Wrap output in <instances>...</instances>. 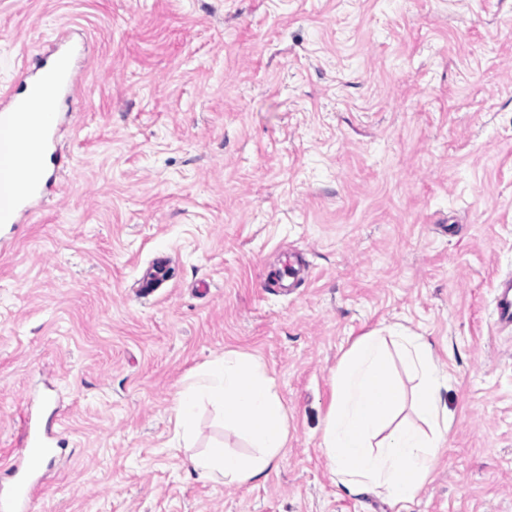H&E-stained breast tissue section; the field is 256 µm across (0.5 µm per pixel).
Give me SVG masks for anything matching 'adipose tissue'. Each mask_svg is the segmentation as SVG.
Segmentation results:
<instances>
[{
	"instance_id": "ef3b65f1",
	"label": "adipose tissue",
	"mask_w": 512,
	"mask_h": 512,
	"mask_svg": "<svg viewBox=\"0 0 512 512\" xmlns=\"http://www.w3.org/2000/svg\"><path fill=\"white\" fill-rule=\"evenodd\" d=\"M20 133L0 121V207L18 183L14 145ZM399 351L417 384L412 395L392 379L391 353ZM448 377L429 345L406 329L374 330L358 337L342 355L333 375V394L324 419L321 448L337 486L367 490L390 504L412 500L430 477L450 429L441 390ZM213 404L225 425L243 432L252 454L229 453L216 444L191 455L201 478L245 485L261 477L287 446V417L275 381L257 359L234 351L208 362L179 390L174 431L190 441L197 409ZM412 406L420 424L400 421Z\"/></svg>"
}]
</instances>
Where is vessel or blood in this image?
I'll use <instances>...</instances> for the list:
<instances>
[{
	"label": "vessel or blood",
	"mask_w": 512,
	"mask_h": 512,
	"mask_svg": "<svg viewBox=\"0 0 512 512\" xmlns=\"http://www.w3.org/2000/svg\"><path fill=\"white\" fill-rule=\"evenodd\" d=\"M75 83L73 69L59 65L49 81L30 79L24 81L23 87L28 97L40 94L58 100L68 98ZM2 117L24 131L16 147L20 190L11 207L0 211L1 224H15L44 202L58 171L69 166L70 161L58 148L56 113L29 111L25 99H19L12 90L0 95ZM493 302L497 325L512 326V276L498 278L494 283ZM53 437L51 426L28 424L23 457L0 468L6 477L5 483L0 484V512H30L37 494L36 482L44 466L56 456Z\"/></svg>",
	"instance_id": "1"
}]
</instances>
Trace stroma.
I'll return each instance as SVG.
<instances>
[{"label": "stroma", "mask_w": 512, "mask_h": 512, "mask_svg": "<svg viewBox=\"0 0 512 512\" xmlns=\"http://www.w3.org/2000/svg\"><path fill=\"white\" fill-rule=\"evenodd\" d=\"M83 42L71 163L0 224V460L29 399L64 442L33 512H512V0H0V90ZM297 288L264 282L289 247ZM166 275L143 294L158 269ZM433 347L451 417L432 477L392 505L337 488L321 448L354 339ZM258 358L288 425L277 465L227 487L190 451L248 448L176 394ZM492 288L496 324L512 326V276L498 278Z\"/></svg>", "instance_id": "stroma-1"}]
</instances>
